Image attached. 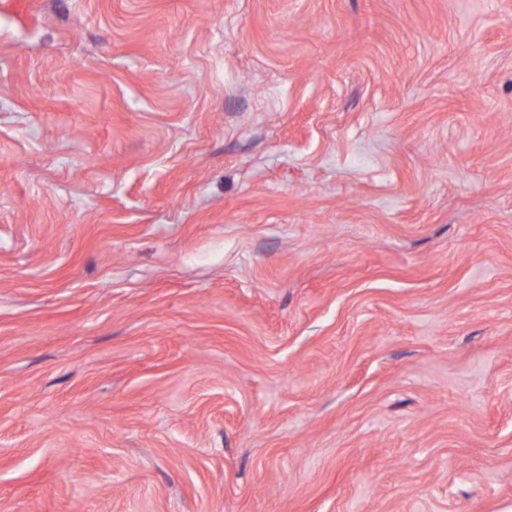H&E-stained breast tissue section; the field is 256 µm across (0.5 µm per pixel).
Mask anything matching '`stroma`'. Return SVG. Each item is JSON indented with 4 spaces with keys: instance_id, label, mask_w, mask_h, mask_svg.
I'll use <instances>...</instances> for the list:
<instances>
[{
    "instance_id": "obj_1",
    "label": "stroma",
    "mask_w": 512,
    "mask_h": 512,
    "mask_svg": "<svg viewBox=\"0 0 512 512\" xmlns=\"http://www.w3.org/2000/svg\"><path fill=\"white\" fill-rule=\"evenodd\" d=\"M512 507V0H0V512Z\"/></svg>"
}]
</instances>
